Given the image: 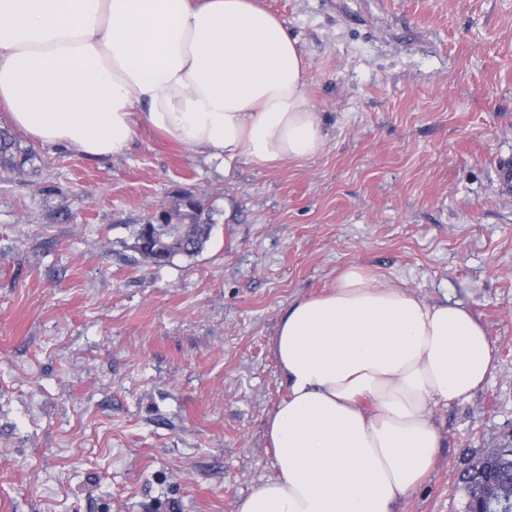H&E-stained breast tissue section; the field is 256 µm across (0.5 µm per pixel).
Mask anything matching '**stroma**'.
Segmentation results:
<instances>
[{
  "label": "stroma",
  "mask_w": 512,
  "mask_h": 512,
  "mask_svg": "<svg viewBox=\"0 0 512 512\" xmlns=\"http://www.w3.org/2000/svg\"><path fill=\"white\" fill-rule=\"evenodd\" d=\"M258 2L298 40L320 154L227 170L143 126L100 160L24 138L0 172V512H237L276 474L281 315L352 264L494 347L400 512H463V471L512 448V0ZM188 196L203 251L135 263L134 224Z\"/></svg>",
  "instance_id": "stroma-1"
}]
</instances>
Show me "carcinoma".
Returning a JSON list of instances; mask_svg holds the SVG:
<instances>
[{
	"label": "carcinoma",
	"instance_id": "carcinoma-1",
	"mask_svg": "<svg viewBox=\"0 0 512 512\" xmlns=\"http://www.w3.org/2000/svg\"><path fill=\"white\" fill-rule=\"evenodd\" d=\"M22 154L14 137L0 130V168L14 173L20 167L14 163L15 154ZM210 210L198 198H190L184 211L163 209L147 215L134 235L133 251L141 261L155 266L172 263L178 255L199 253L211 232ZM465 497V512L484 497H493L499 512H512V454L503 449L496 456H483L468 467L461 476Z\"/></svg>",
	"mask_w": 512,
	"mask_h": 512
}]
</instances>
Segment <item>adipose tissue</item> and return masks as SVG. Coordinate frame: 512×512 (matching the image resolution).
<instances>
[{"label": "adipose tissue", "mask_w": 512, "mask_h": 512, "mask_svg": "<svg viewBox=\"0 0 512 512\" xmlns=\"http://www.w3.org/2000/svg\"><path fill=\"white\" fill-rule=\"evenodd\" d=\"M297 40L256 0H0V109L40 146L125 154L139 126L232 166L326 145ZM272 348L288 397L276 476L237 512H397L442 446L439 404L487 380L488 333L356 265L293 301Z\"/></svg>", "instance_id": "adipose-tissue-1"}]
</instances>
